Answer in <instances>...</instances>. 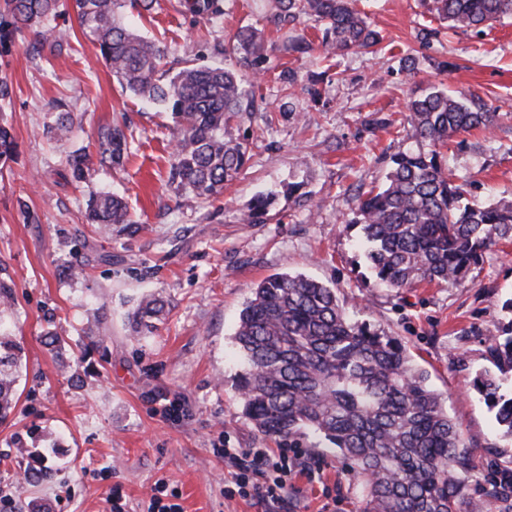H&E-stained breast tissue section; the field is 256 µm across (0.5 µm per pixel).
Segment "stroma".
<instances>
[{
    "label": "stroma",
    "mask_w": 512,
    "mask_h": 512,
    "mask_svg": "<svg viewBox=\"0 0 512 512\" xmlns=\"http://www.w3.org/2000/svg\"><path fill=\"white\" fill-rule=\"evenodd\" d=\"M70 3L60 0L45 27L0 42V78L9 85L0 123L15 141L0 168V283L14 293L8 332L23 349L19 400L0 420V488L14 493L0 512H28L35 498L51 512H149L161 483L181 512H268L225 496L234 465L217 451L276 445L242 412L234 333L257 284L278 272L333 286L352 319L404 341L469 448L466 499L482 498L498 474L512 473V439L472 387L488 366L489 329L512 320L502 308L512 298V243L491 251L478 276L459 287L398 292L377 285L349 225L358 195L384 184L392 156L421 148L407 105L431 84L497 112L493 127L455 134L439 151L469 202L512 200V17L453 33L421 0H356L381 41L376 53L338 56L316 101L308 89L324 62L289 54L265 0H221L224 13L211 24L186 14L182 0H157L141 14L125 7L140 34L216 66L233 54L214 53L215 42L260 29L270 70L257 82L266 99L278 98L281 70L297 73L291 112L233 122L234 133L251 136L250 158L221 199L204 201L170 184L166 110L122 91ZM65 112L75 123L59 139L50 129ZM372 119L381 129L369 127ZM116 123L128 139L122 165L103 163L91 184L75 182L68 158L97 150ZM93 191L123 196L134 227L94 230L86 221ZM270 191L262 223L242 222ZM86 241L95 260L83 277L69 278L64 269ZM147 295L169 301L170 312L155 334L135 339L128 315ZM53 327L67 341L60 355L43 342ZM93 337L100 346H90ZM37 453L48 474L24 485L19 475ZM307 454L322 471L289 487L288 512H315L332 483L341 495L336 512H360L347 462L332 448Z\"/></svg>",
    "instance_id": "stroma-1"
}]
</instances>
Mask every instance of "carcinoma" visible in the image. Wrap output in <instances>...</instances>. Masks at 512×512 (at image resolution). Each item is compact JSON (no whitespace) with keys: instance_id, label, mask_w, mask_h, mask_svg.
Here are the masks:
<instances>
[{"instance_id":"obj_1","label":"carcinoma","mask_w":512,"mask_h":512,"mask_svg":"<svg viewBox=\"0 0 512 512\" xmlns=\"http://www.w3.org/2000/svg\"><path fill=\"white\" fill-rule=\"evenodd\" d=\"M126 0H73L84 36L129 95L164 107L171 118L174 149L171 184L180 194L208 200L224 194L248 156L247 138L229 133L247 108L271 113L265 98L248 95L247 73L265 70L261 31L248 27L230 37L235 62L176 68L162 43L124 20ZM426 8L451 29L479 30L512 16V0H425ZM274 22L302 19L322 31L323 59L369 50L379 33L353 7V0H268ZM187 11L208 22L219 0H184ZM10 30L37 27L57 12V0H5ZM278 111L287 112L294 73L279 74ZM409 122L432 150H407L391 158L384 185L359 196L351 225L367 267L387 288L409 290L422 283L458 286L472 277L486 255L512 242V201L461 204L463 185L438 158L434 147L459 131L490 128L496 113L481 102L432 89L413 99ZM119 127L103 137L99 161L118 165L127 154ZM14 152V139L0 125V164ZM72 177L88 184L94 175L89 154L69 161ZM272 201L257 198L244 221L257 223ZM87 220L105 229L135 224L127 203L93 193ZM169 303L141 299L132 313L136 329H158ZM245 368L238 376L243 414L259 433L297 447L315 435L345 458L360 479L361 512H493L500 491L480 500L461 498L469 453L459 426L428 376L411 363L405 345L365 323L348 318L336 289L303 274L277 273L254 289L239 315L234 335ZM20 347L0 334V418L17 402ZM487 360L495 371L475 376L472 386L497 424L512 438V321L488 336Z\"/></svg>"}]
</instances>
